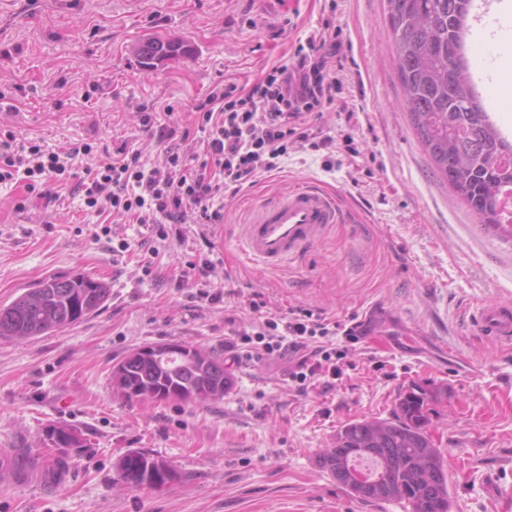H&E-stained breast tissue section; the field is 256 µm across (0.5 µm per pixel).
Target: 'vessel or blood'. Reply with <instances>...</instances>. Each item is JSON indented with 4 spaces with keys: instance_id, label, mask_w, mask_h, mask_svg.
Segmentation results:
<instances>
[{
    "instance_id": "vessel-or-blood-1",
    "label": "vessel or blood",
    "mask_w": 512,
    "mask_h": 512,
    "mask_svg": "<svg viewBox=\"0 0 512 512\" xmlns=\"http://www.w3.org/2000/svg\"><path fill=\"white\" fill-rule=\"evenodd\" d=\"M343 216L333 197L297 187L255 207L245 227L243 250L253 261L275 266L301 255ZM471 325L490 339L512 342V302L476 306Z\"/></svg>"
}]
</instances>
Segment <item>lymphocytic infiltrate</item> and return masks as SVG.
I'll return each instance as SVG.
<instances>
[{"label":"lymphocytic infiltrate","mask_w":512,"mask_h":512,"mask_svg":"<svg viewBox=\"0 0 512 512\" xmlns=\"http://www.w3.org/2000/svg\"><path fill=\"white\" fill-rule=\"evenodd\" d=\"M335 31L323 28L298 44L289 61L273 65L249 87L214 88L196 109V129L181 128L172 112L147 114L144 131L163 144L159 162H143L139 151L119 147L112 156L75 176L79 156L89 145L71 144L46 151L36 142L18 141L0 132V184L23 183L27 193L47 198L49 181L78 177L84 204L95 212L132 217L159 239H168L171 224H220L219 196H236L257 178L277 171L292 144L330 150L332 137L319 136L309 115L336 102ZM196 140L198 149L179 151L181 141ZM265 302L254 293L248 302L258 322L250 331L234 332L224 348L233 362L279 364L297 392H328L342 384L349 365L336 336L357 343L345 324L296 306L275 319L260 318Z\"/></svg>","instance_id":"obj_1"}]
</instances>
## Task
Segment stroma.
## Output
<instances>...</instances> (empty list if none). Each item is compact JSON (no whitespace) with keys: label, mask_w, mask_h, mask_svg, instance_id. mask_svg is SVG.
Here are the masks:
<instances>
[{"label":"stroma","mask_w":512,"mask_h":512,"mask_svg":"<svg viewBox=\"0 0 512 512\" xmlns=\"http://www.w3.org/2000/svg\"><path fill=\"white\" fill-rule=\"evenodd\" d=\"M328 21L339 89L311 122L335 152L290 147L280 170L224 199L223 223L185 224L183 240L162 241L86 208L76 182L49 207L0 184V305L49 277L110 286L105 306L74 326L0 340V453L43 455L50 423L88 441L63 483L0 477V512H409L351 496L318 460L343 424L390 418L397 394L425 381L446 390L430 432L452 512H512L493 489L512 486V344L463 319L470 304L512 301V240L478 224L433 171L404 106L385 0H0V129L49 150L91 144L84 167L124 144L155 163L144 114L168 109L195 127L215 85L258 80ZM155 36L191 52L147 70L136 49ZM305 183L334 196L344 222L281 267L248 261L240 240L253 204ZM203 255L222 302L176 285ZM255 292L266 302L258 316L246 308ZM374 304L385 309L375 335L337 339L351 370L327 394L298 393L280 367L254 361L229 365L233 386L213 403L113 393L112 367L136 347L180 342L220 356L257 317L304 306L347 323ZM134 449L181 481L120 486L116 464Z\"/></svg>","instance_id":"35a3bbf8"}]
</instances>
